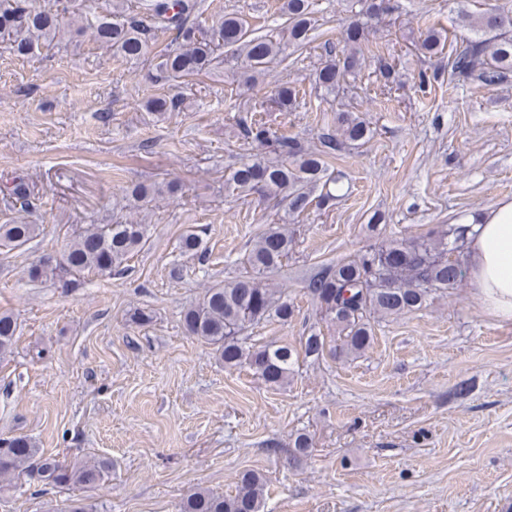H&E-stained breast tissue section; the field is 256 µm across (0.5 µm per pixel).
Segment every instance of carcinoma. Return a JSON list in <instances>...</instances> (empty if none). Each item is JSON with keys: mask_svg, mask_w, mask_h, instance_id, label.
<instances>
[{"mask_svg": "<svg viewBox=\"0 0 512 512\" xmlns=\"http://www.w3.org/2000/svg\"><path fill=\"white\" fill-rule=\"evenodd\" d=\"M385 11L374 10L372 0H364L350 17L347 46L339 48L325 41V59L315 76L316 85L328 94L340 91L356 98L354 81L360 75L365 55L377 60L376 76L389 84L394 66L379 47L362 44L370 31L385 23L398 9V0H385ZM192 0H148L144 16L126 14L125 0H112V16H100L90 25L94 41L111 47L127 59L145 55L154 33L172 35L171 45L157 55L155 81L182 85L211 70L220 47L243 58V82L252 85L266 74L284 53L283 44L270 35L248 31L246 21L226 15L211 30L189 24ZM288 43L302 48L315 27L314 0H286ZM76 19L82 10L76 0H51L37 7L33 0H0V34L7 37L14 54L25 57L48 46L64 32L63 16ZM467 34L448 54V74L461 81H478L496 86L512 80V6L491 8L477 16L461 10ZM447 37L435 28L420 33L414 47L424 55L443 54ZM300 90L289 82L279 84L272 103L280 111L299 105ZM184 98L156 94L143 104L148 112L164 114L181 110ZM241 139L246 143L268 144L272 156H254L224 175L226 188L240 194L257 193L272 210L286 207L280 221L265 225L243 257V272L235 280L216 283L206 289L202 300L183 313L188 335L217 347L224 367L249 368L271 387H281L293 375L299 356L318 360L325 353L338 359L356 358L372 347L375 323L420 310L436 293L452 290L466 276L463 253L467 226L456 224L448 230L431 231L403 239L388 237L369 246L354 258L320 266L306 280L305 293L316 305L321 319L336 327L340 341L332 344L320 332L301 339V348L290 344L253 342L249 330L276 319L286 324L295 314L293 300L285 289L265 280L281 272L295 244V230L287 217L298 216L314 205L327 209L335 205L336 191L342 189L347 174L334 167L333 160L350 147L360 148L375 135L370 123L346 104L333 118L336 133L319 138V145L305 146L298 136L268 126L254 112L234 115ZM321 188L312 196L315 188ZM178 182L136 183L127 195L138 207L167 194L181 191ZM13 208L26 213L36 206L29 182L17 176L8 188ZM37 225L21 217L0 224V249L19 250L33 239ZM148 241V225L118 223L91 224L74 232L62 260L34 265L28 276L34 281L53 279L75 288L89 273H112L123 269L132 254ZM17 321L10 313H0V357L11 353ZM305 434L289 443L291 459L301 461L311 452ZM36 470L41 480L60 486H99L112 474V461L65 463L39 455L26 437L0 440V478ZM263 477L254 471L239 475L235 493L222 495L205 488H193L183 498L180 512H264Z\"/></svg>", "mask_w": 512, "mask_h": 512, "instance_id": "obj_1", "label": "carcinoma"}]
</instances>
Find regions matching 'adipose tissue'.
<instances>
[{
    "label": "adipose tissue",
    "instance_id": "ef3b65f1",
    "mask_svg": "<svg viewBox=\"0 0 512 512\" xmlns=\"http://www.w3.org/2000/svg\"><path fill=\"white\" fill-rule=\"evenodd\" d=\"M460 221L473 227L466 262L475 296L496 318L512 320V199L466 213Z\"/></svg>",
    "mask_w": 512,
    "mask_h": 512
}]
</instances>
